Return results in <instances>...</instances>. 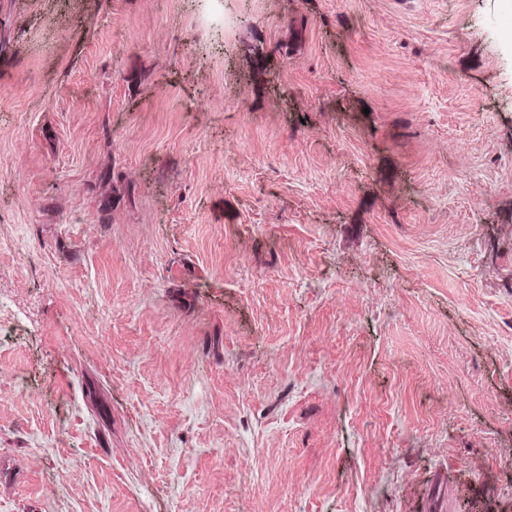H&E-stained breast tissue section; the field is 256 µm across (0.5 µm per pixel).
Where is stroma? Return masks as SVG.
I'll return each instance as SVG.
<instances>
[{
    "mask_svg": "<svg viewBox=\"0 0 512 512\" xmlns=\"http://www.w3.org/2000/svg\"><path fill=\"white\" fill-rule=\"evenodd\" d=\"M512 0H0V512H512Z\"/></svg>",
    "mask_w": 512,
    "mask_h": 512,
    "instance_id": "1",
    "label": "stroma"
}]
</instances>
